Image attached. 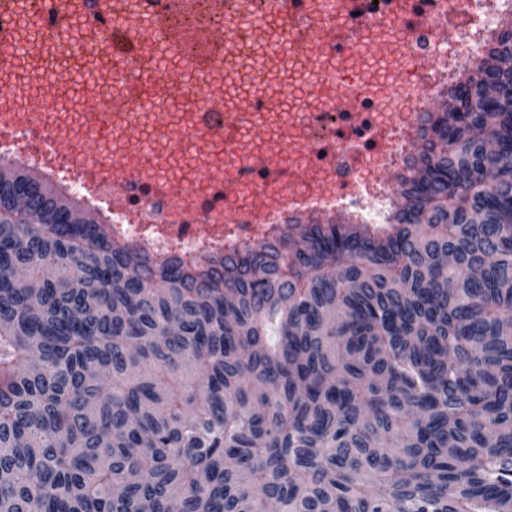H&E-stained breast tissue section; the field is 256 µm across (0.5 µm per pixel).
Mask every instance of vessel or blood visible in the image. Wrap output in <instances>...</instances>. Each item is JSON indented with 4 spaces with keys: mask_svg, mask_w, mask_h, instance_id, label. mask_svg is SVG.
Returning <instances> with one entry per match:
<instances>
[{
    "mask_svg": "<svg viewBox=\"0 0 512 512\" xmlns=\"http://www.w3.org/2000/svg\"><path fill=\"white\" fill-rule=\"evenodd\" d=\"M86 26L101 31V42L70 39L61 43L60 33L72 18V0H42L32 20L37 39L17 32L13 15L0 12V135L16 136L38 131L46 151L66 155L71 164L92 178H105L107 195L113 206L125 207L130 201H155L172 212H180L181 195L195 196L204 224H268L280 217L299 214L307 201L316 202L335 195L337 182L355 185L366 165L356 147L345 151L318 138L320 115L306 114L302 127L311 135L302 141L300 153L314 159L329 171V179L315 189H307L300 176L288 173L287 153L268 151L238 159L232 167L208 165L217 150L229 149L246 126L252 113L274 112L290 91L279 70L291 58L305 60L308 82L335 86L327 111L337 113L344 133L363 126L369 111L382 113L390 135L381 145L382 155L409 153L418 137L422 114L409 89L375 97L371 109H364L351 89L359 79V69L329 73L311 64L314 52L326 50V28L340 20L345 43L358 54L374 52L364 37L374 24H384L392 40L428 28L430 46L416 49L415 66L436 68L439 51H454L456 36L467 26V17L456 0H409L407 8L397 9V0H265L262 14L250 12L247 0H212L215 11L223 13V28H201L187 33L176 25L178 16L189 11L193 0H141L131 14H116L112 0H81ZM240 29L269 30L273 36L253 59L251 72L265 97L234 105L213 96L209 87L227 81L242 64L235 42ZM194 40L198 52L184 67L171 69L156 65L158 53L176 54L186 40ZM68 50L71 63L58 73L56 60ZM32 63L27 83L42 102L30 108L17 92L20 80L17 59ZM149 112L172 150L190 149L201 160L194 183L174 191L159 178L151 164L133 163L120 157H107L105 145L121 137L138 154L147 147L140 136L142 113ZM173 112H184L188 124L169 121ZM280 187L273 206H261L241 216L233 204L236 196L262 182Z\"/></svg>",
    "mask_w": 512,
    "mask_h": 512,
    "instance_id": "b4317fda",
    "label": "vessel or blood"
}]
</instances>
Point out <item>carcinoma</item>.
<instances>
[{"label": "carcinoma", "mask_w": 512, "mask_h": 512, "mask_svg": "<svg viewBox=\"0 0 512 512\" xmlns=\"http://www.w3.org/2000/svg\"><path fill=\"white\" fill-rule=\"evenodd\" d=\"M451 96L389 224L193 273L1 176L0 512H512V44Z\"/></svg>", "instance_id": "obj_1"}]
</instances>
